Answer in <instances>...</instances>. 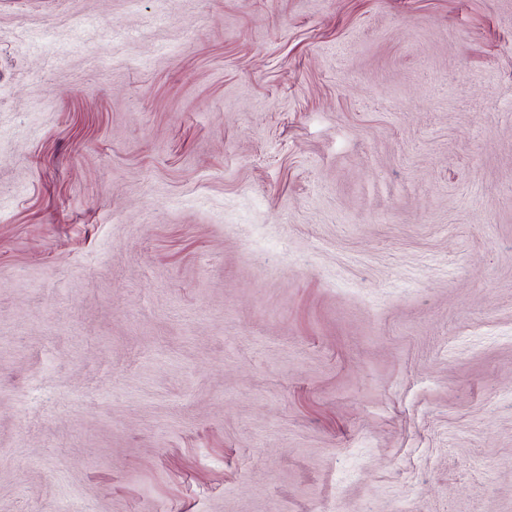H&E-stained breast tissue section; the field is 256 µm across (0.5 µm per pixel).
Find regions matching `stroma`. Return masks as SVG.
<instances>
[{"label":"stroma","instance_id":"stroma-1","mask_svg":"<svg viewBox=\"0 0 512 512\" xmlns=\"http://www.w3.org/2000/svg\"><path fill=\"white\" fill-rule=\"evenodd\" d=\"M0 512H512V0H0Z\"/></svg>","mask_w":512,"mask_h":512}]
</instances>
